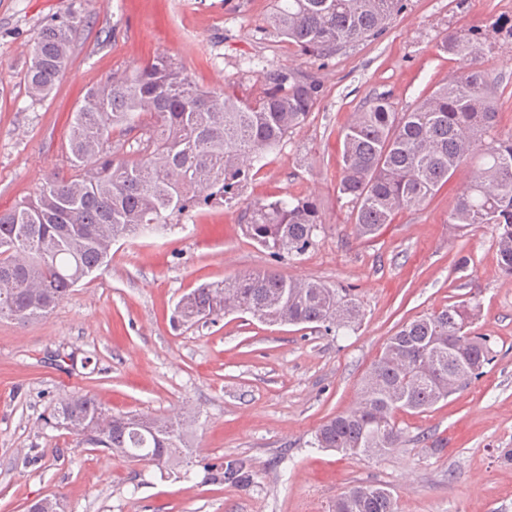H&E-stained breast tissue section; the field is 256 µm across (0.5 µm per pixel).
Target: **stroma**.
Returning <instances> with one entry per match:
<instances>
[{"label": "stroma", "mask_w": 512, "mask_h": 512, "mask_svg": "<svg viewBox=\"0 0 512 512\" xmlns=\"http://www.w3.org/2000/svg\"><path fill=\"white\" fill-rule=\"evenodd\" d=\"M273 0H0V210L68 173L63 146L86 92L116 71L164 54L202 89L248 96L264 70L295 67L323 92L306 122L267 157L236 199L121 241L112 260L45 318L0 320V512L58 497L64 512H329L355 485L386 488L399 512H512V276L492 225L448 222L462 180L399 214L379 235L354 232L338 197L340 137L354 112L385 94L411 111L456 70L437 48L448 33L487 40L483 67L512 134V0H403L377 37L331 57L306 56L268 25ZM84 17L71 64L50 98L21 81L47 21ZM313 199L322 220L302 255L271 257L248 239L244 211L287 195ZM274 270L346 289L361 319L340 332L269 326L233 313L184 322L180 298L240 272ZM480 306L475 330L496 359L433 408L399 413L402 447L352 456L313 447L316 429L350 409L360 383L402 324L460 301ZM75 392L114 413L186 418L179 465L132 461L77 444L49 417ZM245 462L250 482L221 468Z\"/></svg>", "instance_id": "stroma-1"}]
</instances>
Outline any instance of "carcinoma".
<instances>
[{
	"mask_svg": "<svg viewBox=\"0 0 512 512\" xmlns=\"http://www.w3.org/2000/svg\"><path fill=\"white\" fill-rule=\"evenodd\" d=\"M402 9V0H275L269 24L303 53L326 57L382 34ZM82 23L72 15L42 29L21 74L32 101L46 100L65 74ZM439 50L458 61L459 71L414 109L396 112L377 94L354 113L341 133L337 193L352 206L356 234L371 239L468 165L448 223L458 231L493 225L499 263L512 275V135L494 134L485 42L470 30L449 33ZM321 93L319 81L289 66L266 70L254 97L217 95L166 55L89 89L65 143L70 174L49 175L34 196L0 211V320L24 325L46 317L112 260L114 244L156 233L172 215L233 198L304 123ZM116 132L138 134V158L121 156L123 144H112ZM321 224L310 198L291 195L247 208L244 230L278 258L308 250ZM178 310L186 322L248 313L271 325L327 330L360 317L339 289L273 270L202 285L182 296ZM479 312L455 302L402 325L364 377L355 406L322 424L315 445L359 456L399 447L398 412L428 410L494 360L488 338L472 331ZM53 417L99 433L105 448L134 460L167 463L186 448L182 421L112 414L87 393L64 398ZM332 512L398 507L388 490L358 485L336 497Z\"/></svg>",
	"mask_w": 512,
	"mask_h": 512,
	"instance_id": "cac0c4a2",
	"label": "carcinoma"
}]
</instances>
